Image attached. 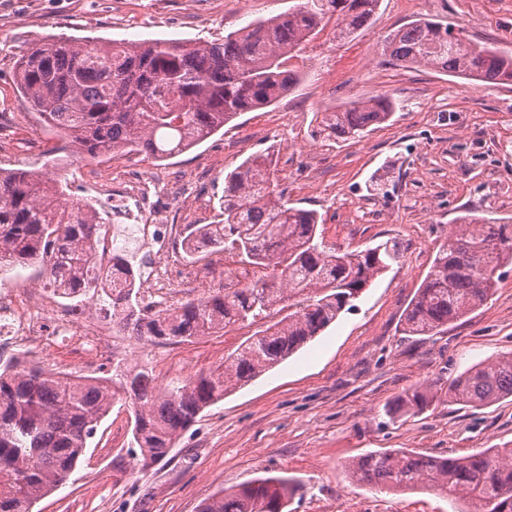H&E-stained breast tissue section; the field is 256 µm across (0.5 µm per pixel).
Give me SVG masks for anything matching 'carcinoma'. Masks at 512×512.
Here are the masks:
<instances>
[{
  "label": "carcinoma",
  "instance_id": "obj_1",
  "mask_svg": "<svg viewBox=\"0 0 512 512\" xmlns=\"http://www.w3.org/2000/svg\"><path fill=\"white\" fill-rule=\"evenodd\" d=\"M378 6L379 0H302L220 42L49 36L19 57L18 89L64 147L91 159L136 151L162 161L241 113L292 93L303 74L287 62L302 44L332 19L336 38L351 37L370 24ZM384 52L398 67H429L478 87L512 84V54L468 43L454 26L431 19L390 34ZM393 109L387 95L350 101L316 113L315 135L349 140L389 120ZM104 230L95 207L62 198L43 177L0 171V274L28 267L63 295L102 292L112 328L148 345L189 343L235 324L278 319L243 341L223 371L175 377L162 387L147 363L129 368L118 362L112 376L89 379L0 362V512H32L56 491L116 403L131 410L133 460L142 467L164 460L201 412L352 310L359 293L399 258L394 242L358 253L326 246L317 213L282 200L268 154L227 173L223 220L195 228L182 241L188 258L204 246H222L271 270L266 277L176 306L146 302L122 251L98 263L95 247ZM502 264H512V223L459 217L406 310L404 334L434 335L479 308L496 288ZM291 299L296 303L284 305ZM510 397L511 352L473 364L448 386L449 401L465 406ZM348 470L360 482L392 491L436 490L455 512H512V448L464 458L376 451L349 462ZM298 489L289 477L257 478L206 499L200 512H287Z\"/></svg>",
  "mask_w": 512,
  "mask_h": 512
}]
</instances>
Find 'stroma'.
Wrapping results in <instances>:
<instances>
[{"label": "stroma", "mask_w": 512, "mask_h": 512, "mask_svg": "<svg viewBox=\"0 0 512 512\" xmlns=\"http://www.w3.org/2000/svg\"><path fill=\"white\" fill-rule=\"evenodd\" d=\"M298 0H0V169L54 172L66 196L88 202L96 170L103 187L134 178L166 198L162 223L174 235L219 219L224 177L269 153L288 204L316 211L325 242L343 252L389 239L401 257L295 354L205 409L169 455L141 470L127 453L130 418L106 416L81 467L33 512H198L224 489L261 476L297 478L288 512H453L432 491L387 492L355 483L354 458L379 450L462 457L512 448V398L488 407L449 402V383L471 365L512 351V265L493 295L432 336H407L402 318L458 216L512 218V84L485 89L423 66L388 62L390 33L418 18L452 23L476 44L512 50V0H381L370 26L339 41L325 26L289 67L298 88L277 104L245 112L194 148L165 161L117 152L87 161L61 147L16 88V62L34 42L64 34L104 39L220 41L247 22L288 11ZM396 101L389 121L363 138L315 137L314 115L355 99ZM60 165L50 168L51 150ZM394 173L381 190L369 180ZM170 280L147 298L176 304L262 276L233 253L205 248L187 263L169 247ZM255 331L190 343L144 346L113 334L116 353L136 349L157 384L207 374ZM419 390L424 411L399 408Z\"/></svg>", "instance_id": "obj_1"}]
</instances>
